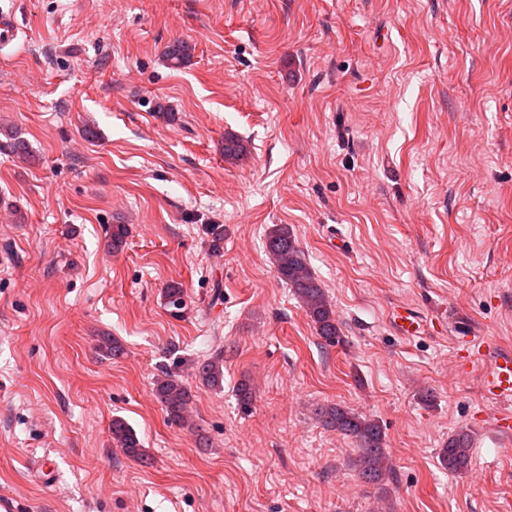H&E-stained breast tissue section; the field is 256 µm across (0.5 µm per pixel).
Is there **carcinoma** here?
I'll return each instance as SVG.
<instances>
[{
  "label": "carcinoma",
  "mask_w": 512,
  "mask_h": 512,
  "mask_svg": "<svg viewBox=\"0 0 512 512\" xmlns=\"http://www.w3.org/2000/svg\"><path fill=\"white\" fill-rule=\"evenodd\" d=\"M195 46L181 39L170 43L165 50L167 62L175 67L188 64ZM248 149L238 138L224 139V158L241 161ZM266 249L273 259L279 278L293 288L302 302L306 314L314 323L317 335L328 346L343 341L341 328L319 280L314 276L304 251L296 236L286 224L274 225L266 236ZM169 307L179 312L183 308L184 290L177 284L165 289ZM223 354L197 365L201 381L211 387H221L224 378ZM155 396L165 410L167 421L176 426L187 423L192 403L190 388L170 372L165 371L156 380ZM322 425L350 438L356 445L358 455L353 461L359 479L367 484L381 485L394 477V468L384 448V432L380 423L366 418L355 410L340 406L326 405L318 409ZM112 442L122 449L126 456L141 459L144 456L142 443L135 431L122 419L112 421ZM439 463L453 473H462L471 465L470 437L458 432L448 438V445L439 452Z\"/></svg>",
  "instance_id": "cac0c4a2"
}]
</instances>
